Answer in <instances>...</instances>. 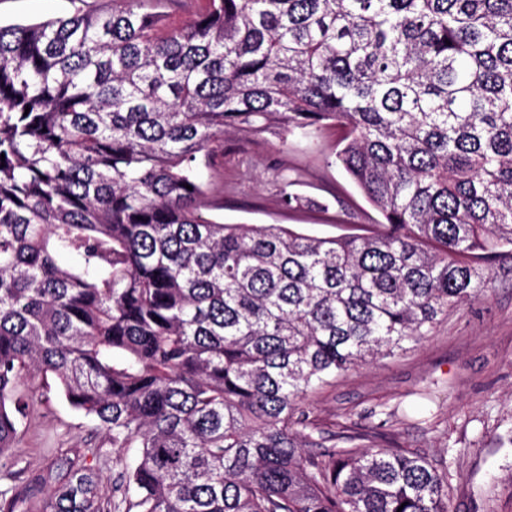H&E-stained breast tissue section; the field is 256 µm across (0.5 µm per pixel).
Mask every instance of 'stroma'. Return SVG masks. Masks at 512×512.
Returning a JSON list of instances; mask_svg holds the SVG:
<instances>
[{"label":"stroma","mask_w":512,"mask_h":512,"mask_svg":"<svg viewBox=\"0 0 512 512\" xmlns=\"http://www.w3.org/2000/svg\"><path fill=\"white\" fill-rule=\"evenodd\" d=\"M109 0H0V24H32L102 11ZM333 136L281 145L269 136L228 133L224 151L206 171L210 193L205 217L227 224H283L296 231L335 236L363 224L371 206L339 169L331 166ZM297 179L298 193L328 202V212L290 210L280 189ZM31 408L13 453L11 484L31 496L36 512L49 505V489L29 478L67 448H91L89 457L104 499L121 470L116 449L92 431L88 419L59 394L52 376L25 385ZM325 423L373 425L387 413L388 437L448 467L451 512H512V445L500 443L512 424V256L492 264L487 290L441 319L420 344L382 362L359 366L304 404Z\"/></svg>","instance_id":"35a3bbf8"}]
</instances>
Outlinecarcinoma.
I'll list each match as a JSON object with an SVG mask.
<instances>
[{
    "mask_svg": "<svg viewBox=\"0 0 512 512\" xmlns=\"http://www.w3.org/2000/svg\"><path fill=\"white\" fill-rule=\"evenodd\" d=\"M143 2L0 25V467L19 386L49 373L137 449L112 503L93 449L60 454L32 479L52 512H449L444 464L303 403L425 340L512 252V0ZM229 131L335 133L381 221L205 218ZM159 6L162 11L176 18L189 20L205 6V0H163Z\"/></svg>",
    "mask_w": 512,
    "mask_h": 512,
    "instance_id": "cac0c4a2",
    "label": "carcinoma"
}]
</instances>
